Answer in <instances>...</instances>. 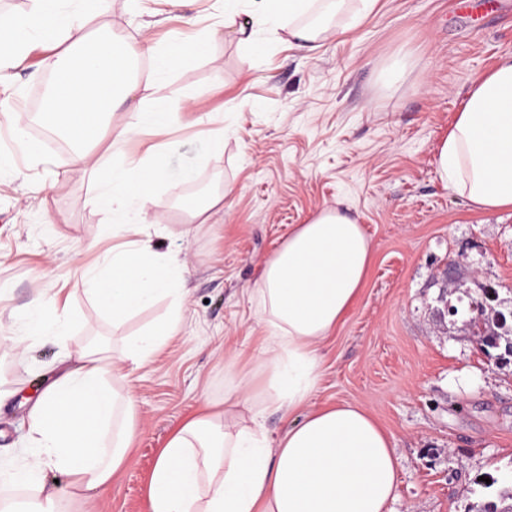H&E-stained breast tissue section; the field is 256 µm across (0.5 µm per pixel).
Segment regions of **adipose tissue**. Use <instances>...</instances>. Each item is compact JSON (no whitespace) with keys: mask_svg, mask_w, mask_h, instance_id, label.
Returning <instances> with one entry per match:
<instances>
[{"mask_svg":"<svg viewBox=\"0 0 512 512\" xmlns=\"http://www.w3.org/2000/svg\"><path fill=\"white\" fill-rule=\"evenodd\" d=\"M101 0H29L27 13L0 23V117L24 138L25 126L6 98L28 68L35 48L47 51L56 82L38 117L74 144L71 163L95 179L93 203L125 237L102 264L81 270L77 283L99 308L123 324L135 311L168 299L165 317L120 349L87 343L69 352L64 372L44 388L29 415V452L22 465L0 461V512H75L92 502L125 466L140 434L132 382L177 336L189 272L181 252H156L146 205L164 184L192 182V166L170 167L168 145L144 156L127 153L135 134L162 128L172 117L169 79L192 61L217 31L252 45L258 33L304 48L335 35L330 14L360 22L377 0H215L214 22L198 28L193 0H162L193 38L154 43L101 21ZM149 63L146 79L132 77L134 61ZM106 133L112 158L101 166L88 144ZM440 179L478 211L512 210V55L477 77L435 150ZM373 261L363 225L340 207L296 225L260 266L251 288L265 335L253 378L241 376L236 354L224 358V407L184 421L161 448L150 476L148 512H390L399 462L391 435L351 402L316 403L323 348L361 294ZM25 339L66 332L67 304L52 288L39 290L20 313ZM293 422L271 436L266 419ZM57 470L70 479L63 496L48 484Z\"/></svg>","mask_w":512,"mask_h":512,"instance_id":"obj_1","label":"adipose tissue"}]
</instances>
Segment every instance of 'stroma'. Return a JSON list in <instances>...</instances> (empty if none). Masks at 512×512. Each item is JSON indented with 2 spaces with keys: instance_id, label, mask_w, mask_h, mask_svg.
Wrapping results in <instances>:
<instances>
[{
  "instance_id": "1",
  "label": "stroma",
  "mask_w": 512,
  "mask_h": 512,
  "mask_svg": "<svg viewBox=\"0 0 512 512\" xmlns=\"http://www.w3.org/2000/svg\"><path fill=\"white\" fill-rule=\"evenodd\" d=\"M481 2L379 0L365 22L313 51L263 39L244 50L219 35L172 74L173 101L191 105L165 135L173 144L167 161L195 165L198 185L160 186L146 220L168 227L156 237L160 251L180 249L190 260L184 318L136 375L141 434L95 512H147L160 448L184 419L224 399L225 355L238 354L242 373L253 366L261 330L248 290L260 265L295 225L336 204L364 225L373 262L325 349L319 401L357 403L393 435L400 471L392 512H475L481 477L512 474V356L484 352L468 325L487 286L498 291L491 308L512 311V213L473 211L434 163L472 81L512 55V0L488 9ZM398 54L410 66L385 85L379 72ZM218 126L224 151L213 154L206 133ZM26 131L43 164L31 165L0 124V159L15 173L0 182L6 336L23 331L11 310L36 288L62 287L103 260V248L84 245L112 232L91 202L88 172L48 144L36 121ZM202 187L223 194L224 212L187 226L179 203ZM168 305L160 300L116 327L77 290L68 335L27 337L21 361L0 345V458L26 456L29 412L66 351L92 339L119 346Z\"/></svg>"
}]
</instances>
